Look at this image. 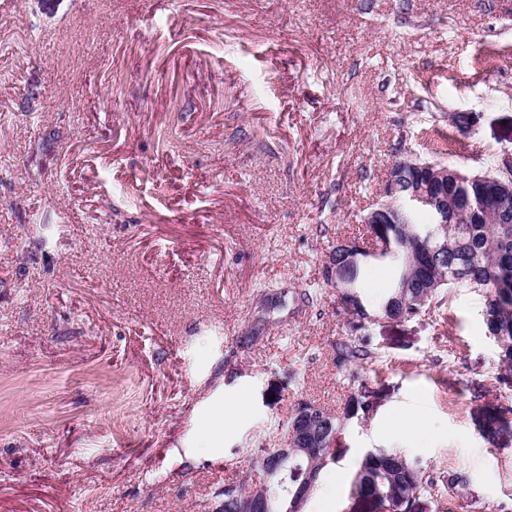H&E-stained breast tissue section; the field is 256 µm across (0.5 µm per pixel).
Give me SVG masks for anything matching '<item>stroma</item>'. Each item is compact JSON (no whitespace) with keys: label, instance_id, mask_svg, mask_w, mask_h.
Listing matches in <instances>:
<instances>
[{"label":"stroma","instance_id":"obj_1","mask_svg":"<svg viewBox=\"0 0 512 512\" xmlns=\"http://www.w3.org/2000/svg\"><path fill=\"white\" fill-rule=\"evenodd\" d=\"M430 138L468 173L512 158V0H0V512H214L299 400L343 414L354 333L322 266ZM484 302L370 324L372 411L303 512H349L379 449L465 475L416 512H512ZM229 414L225 412L224 405H218L210 410L196 432V443L199 448L211 453H217L224 443V424L229 421Z\"/></svg>","mask_w":512,"mask_h":512}]
</instances>
